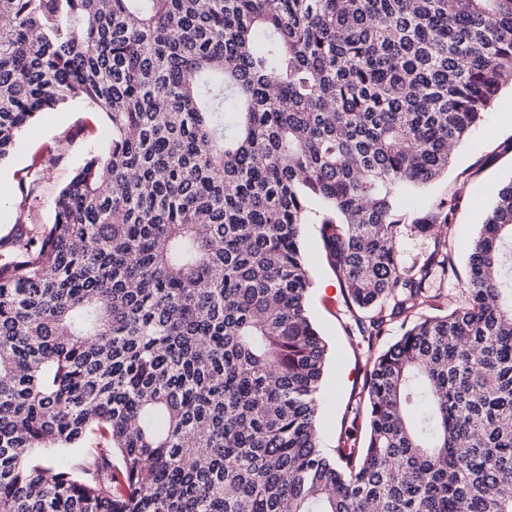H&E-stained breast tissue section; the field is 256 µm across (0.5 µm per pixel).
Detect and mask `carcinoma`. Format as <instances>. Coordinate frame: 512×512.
Returning a JSON list of instances; mask_svg holds the SVG:
<instances>
[{
	"label": "carcinoma",
	"instance_id": "1",
	"mask_svg": "<svg viewBox=\"0 0 512 512\" xmlns=\"http://www.w3.org/2000/svg\"><path fill=\"white\" fill-rule=\"evenodd\" d=\"M512 77V0H0V165L107 118L41 237L0 238V512H512V180L470 244L448 172ZM371 344L336 447L303 247Z\"/></svg>",
	"mask_w": 512,
	"mask_h": 512
}]
</instances>
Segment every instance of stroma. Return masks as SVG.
Returning <instances> with one entry per match:
<instances>
[{"label":"stroma","mask_w":512,"mask_h":512,"mask_svg":"<svg viewBox=\"0 0 512 512\" xmlns=\"http://www.w3.org/2000/svg\"><path fill=\"white\" fill-rule=\"evenodd\" d=\"M106 130L103 113L76 105L38 116L34 133L24 135L12 160L0 166V238L12 234L21 212L32 217L26 226L28 232L40 235L47 230L53 220L54 199L59 187L86 155L100 146ZM53 157L58 160L54 166L49 163ZM32 168L46 171L40 190L27 199L12 194V187ZM511 179L512 90L507 88L483 122L458 148L447 175L404 197L398 204L397 251L401 267H412L432 249L430 238L412 230V219L440 200H453L457 209L448 226V237L457 272L441 282L440 288L448 298H461L468 274V245L493 199L491 189ZM305 247L315 282L311 310L333 351L320 411L322 443L330 448L336 444L345 407L363 382L372 351L382 350L392 343L401 335L402 326L393 324L371 348L360 337L350 336L339 284L323 257L314 225L306 227Z\"/></svg>","instance_id":"obj_1"}]
</instances>
